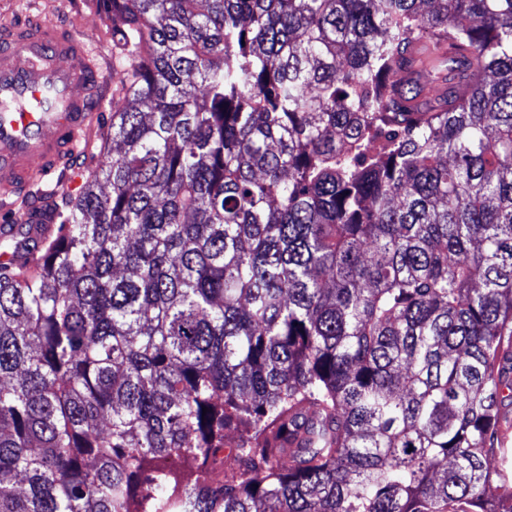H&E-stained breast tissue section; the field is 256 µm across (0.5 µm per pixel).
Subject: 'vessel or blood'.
<instances>
[{"instance_id": "b4317fda", "label": "vessel or blood", "mask_w": 512, "mask_h": 512, "mask_svg": "<svg viewBox=\"0 0 512 512\" xmlns=\"http://www.w3.org/2000/svg\"><path fill=\"white\" fill-rule=\"evenodd\" d=\"M98 57L68 27L30 18L0 28V206L22 207V224L0 223V238L50 235L49 203L91 139L99 94Z\"/></svg>"}]
</instances>
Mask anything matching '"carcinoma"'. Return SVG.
<instances>
[{"label":"carcinoma","instance_id":"cac0c4a2","mask_svg":"<svg viewBox=\"0 0 512 512\" xmlns=\"http://www.w3.org/2000/svg\"><path fill=\"white\" fill-rule=\"evenodd\" d=\"M112 50L0 248V512H512V0H112Z\"/></svg>","mask_w":512,"mask_h":512}]
</instances>
